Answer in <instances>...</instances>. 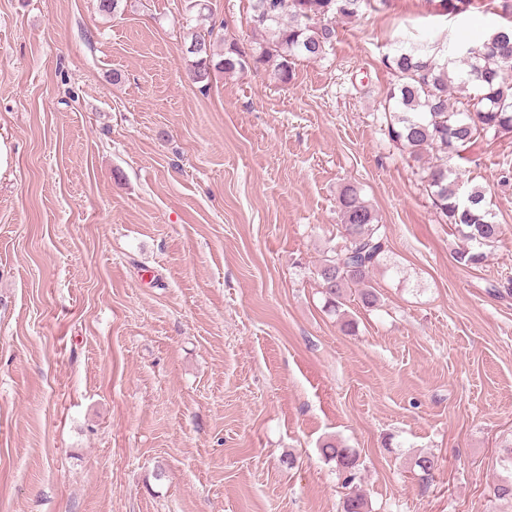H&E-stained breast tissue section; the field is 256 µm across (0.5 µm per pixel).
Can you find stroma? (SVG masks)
<instances>
[{
    "label": "stroma",
    "mask_w": 512,
    "mask_h": 512,
    "mask_svg": "<svg viewBox=\"0 0 512 512\" xmlns=\"http://www.w3.org/2000/svg\"><path fill=\"white\" fill-rule=\"evenodd\" d=\"M209 2L253 46L251 0ZM498 4L379 2L288 85L203 93L185 0H0V512H341L334 439L371 512H512V133L448 160L501 226L469 268L384 116L385 56L455 57ZM348 183L389 251L340 317L315 269ZM321 453L328 462H334L336 470L344 476V485L353 483L360 472V456L354 448L340 442L327 441L321 446Z\"/></svg>",
    "instance_id": "obj_1"
}]
</instances>
